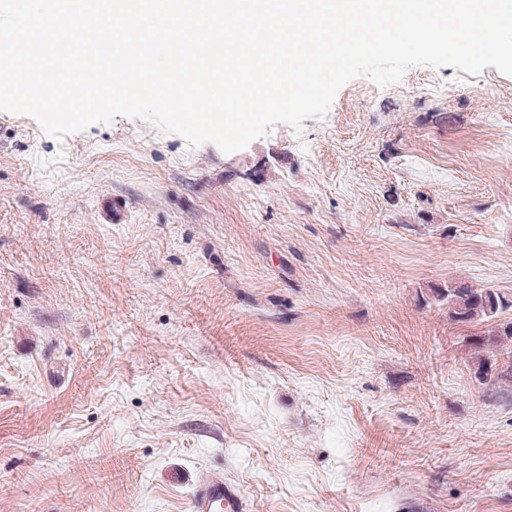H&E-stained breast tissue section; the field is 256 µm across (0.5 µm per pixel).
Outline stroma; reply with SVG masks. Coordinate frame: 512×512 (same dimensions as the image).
<instances>
[{
    "instance_id": "35a3bbf8",
    "label": "stroma",
    "mask_w": 512,
    "mask_h": 512,
    "mask_svg": "<svg viewBox=\"0 0 512 512\" xmlns=\"http://www.w3.org/2000/svg\"><path fill=\"white\" fill-rule=\"evenodd\" d=\"M126 203L108 223L104 197ZM512 76L359 78L302 130L189 148L0 112V512H512ZM512 307L500 293L477 289L466 283L448 286V317L456 322H486L498 313ZM469 343L475 348L474 366L479 370L487 369V372H489L491 360L484 354L485 352L492 353L493 348L506 346V349L503 350L510 354L512 359V320L494 323L491 328L485 331V334L471 337ZM243 500L224 486V475L210 473L196 486L188 503L189 512H244Z\"/></svg>"
}]
</instances>
